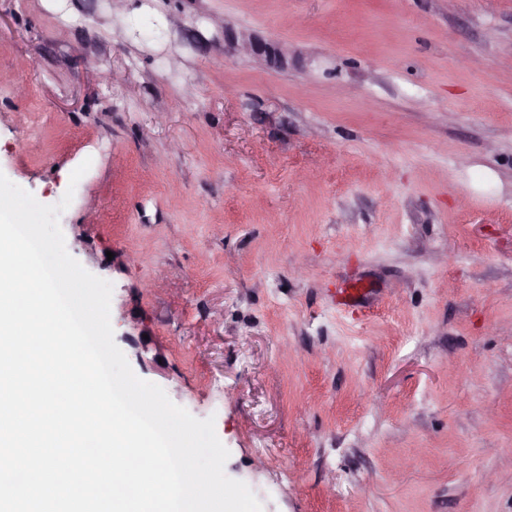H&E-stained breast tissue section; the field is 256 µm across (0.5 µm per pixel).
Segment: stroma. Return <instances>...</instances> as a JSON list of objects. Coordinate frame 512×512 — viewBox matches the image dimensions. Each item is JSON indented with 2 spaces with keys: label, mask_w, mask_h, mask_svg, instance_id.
I'll return each instance as SVG.
<instances>
[{
  "label": "stroma",
  "mask_w": 512,
  "mask_h": 512,
  "mask_svg": "<svg viewBox=\"0 0 512 512\" xmlns=\"http://www.w3.org/2000/svg\"><path fill=\"white\" fill-rule=\"evenodd\" d=\"M0 173L263 512H512V0H0ZM251 56L260 66L284 68L288 66L291 51L286 43H266L244 35L238 36L229 29L224 31V41Z\"/></svg>",
  "instance_id": "obj_1"
}]
</instances>
